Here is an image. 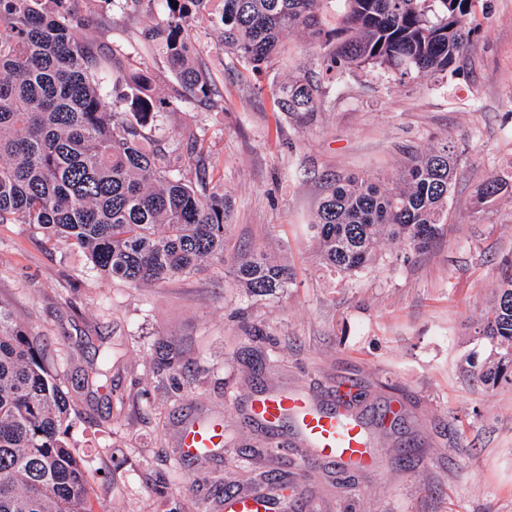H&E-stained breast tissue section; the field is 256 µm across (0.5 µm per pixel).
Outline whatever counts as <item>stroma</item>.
Wrapping results in <instances>:
<instances>
[{"mask_svg": "<svg viewBox=\"0 0 512 512\" xmlns=\"http://www.w3.org/2000/svg\"><path fill=\"white\" fill-rule=\"evenodd\" d=\"M486 7L491 19L454 76L358 70L306 117L274 103L275 84L321 69L304 36L290 35L287 66L250 76L194 22L214 102L161 108L152 133L172 149L206 128L231 210L223 263L135 287L100 277L36 226L0 224V302L37 337L66 395L94 512H216L224 489L254 491L263 474L301 482L294 512H512V384L478 377L499 350L478 320L512 263V199L485 208L473 196L512 171V0H477ZM444 141L460 160L429 249L406 259L386 244L372 268L330 277L312 229L327 179L389 177L408 152ZM245 248L286 258L292 287L267 298L234 288ZM166 350L177 363L163 371ZM348 387L378 468L342 475L329 495L294 429L255 421L250 402L288 388L327 403ZM392 408L399 420L382 426ZM200 418L223 419L224 454L181 461L180 428Z\"/></svg>", "mask_w": 512, "mask_h": 512, "instance_id": "stroma-1", "label": "stroma"}]
</instances>
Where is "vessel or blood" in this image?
<instances>
[{
  "label": "vessel or blood",
  "mask_w": 512,
  "mask_h": 512,
  "mask_svg": "<svg viewBox=\"0 0 512 512\" xmlns=\"http://www.w3.org/2000/svg\"><path fill=\"white\" fill-rule=\"evenodd\" d=\"M254 417L274 426L292 421L298 435L311 449L315 464L354 471H371L377 466L363 418L340 407L317 403L297 390L264 395L252 405ZM224 449V425L218 420L186 424L179 436L178 452L182 459L198 461ZM297 486L280 494L267 491L241 494L225 491L218 512H285Z\"/></svg>",
  "instance_id": "vessel-or-blood-1"
}]
</instances>
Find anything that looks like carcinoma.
I'll return each mask as SVG.
<instances>
[{"mask_svg": "<svg viewBox=\"0 0 512 512\" xmlns=\"http://www.w3.org/2000/svg\"><path fill=\"white\" fill-rule=\"evenodd\" d=\"M112 0V16L83 12L79 0H0V223L34 224L46 239L82 251L106 278L161 283L224 260L229 204L212 186L204 135L178 154L155 144L153 77L129 66L156 45L167 55L178 106L207 101L211 74L198 61L187 18L221 33L224 53L246 72L288 62V35L323 50L328 84L358 69L402 79L446 76L473 50L482 24L475 0ZM160 9L133 41L94 49L82 30L124 29L132 15ZM306 76L279 86L281 112L321 108ZM459 154L446 142L412 154L396 175L334 178L314 220L317 257L345 279L372 267L385 243L422 252L448 219ZM512 196V172L490 176L474 197L491 206ZM234 286L257 297L285 292L291 268L262 250L233 261ZM482 335L502 348L483 366L496 383L512 367V272L481 315ZM68 402L40 349L0 303V512H93L82 461L64 436Z\"/></svg>", "mask_w": 512, "mask_h": 512, "instance_id": "carcinoma-1", "label": "carcinoma"}]
</instances>
